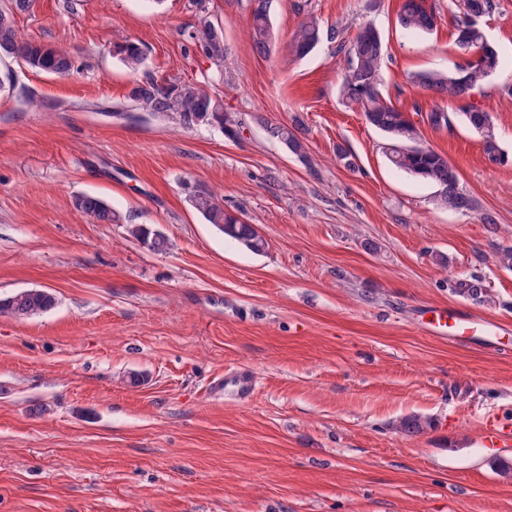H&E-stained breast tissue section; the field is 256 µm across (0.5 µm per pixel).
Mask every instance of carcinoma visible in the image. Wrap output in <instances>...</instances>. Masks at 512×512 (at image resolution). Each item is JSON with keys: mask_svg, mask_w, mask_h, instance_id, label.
I'll use <instances>...</instances> for the list:
<instances>
[{"mask_svg": "<svg viewBox=\"0 0 512 512\" xmlns=\"http://www.w3.org/2000/svg\"><path fill=\"white\" fill-rule=\"evenodd\" d=\"M456 16L458 47L463 51H474L477 57L459 64L453 72L431 71L417 75L416 83L434 95L468 99L481 88L497 71V51L487 48L481 30L472 31L467 43L460 37L468 24V11L489 14L495 8L494 0H459ZM251 11L250 49L261 57L271 53L275 39L270 18L271 0H254ZM198 12L197 23L185 33L186 40L209 59L219 72H224V60L228 47L224 41V28L211 19L206 0H195ZM31 0H9V5L0 8V53L21 58L32 69L65 76L74 69V59L69 51L50 47L34 41H25L18 36L16 19L29 11ZM399 24L410 33H428L437 22V7L426 5V0H403ZM336 41L337 52L343 54L345 69L338 92L342 102L362 112L370 126L382 132L391 142L390 161L398 169L427 180L438 187L439 205L458 212L474 208L471 197L459 185L458 174L448 163V158L436 150L411 143L414 128L405 113L394 107L382 95L386 56L380 35L373 29H361L353 38L344 36L340 28L324 31L319 19L311 9L302 10V20L296 27L291 47L294 54L304 57L311 53L324 38ZM128 69L138 72L145 63L142 49L134 42L115 47ZM130 100L140 119L167 118L185 130L201 125L218 126L224 135L238 139L244 122L237 114L224 108L223 97L209 92L190 80L157 81L150 75L136 81L129 93ZM463 122L479 133L484 141L485 153L493 163L505 162V154L498 145L496 127L485 110L471 105L463 108ZM254 120L267 135L280 143L289 153L305 156V140L308 127L302 115L295 114L291 121H274L262 114ZM191 206L207 223L224 235L236 240L254 253H263L268 242L254 225L224 210V205L213 192L196 188L190 196ZM74 207L99 224H119L123 217L103 199L82 195L74 200ZM128 234L151 249L165 243L164 237L145 224L127 225ZM452 291L475 302H482L488 294V286L480 278L457 279L450 283ZM55 296L47 290H24L0 299V313H8L17 320H27L51 310Z\"/></svg>", "mask_w": 512, "mask_h": 512, "instance_id": "1", "label": "carcinoma"}]
</instances>
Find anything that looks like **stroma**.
Instances as JSON below:
<instances>
[{
    "label": "stroma",
    "mask_w": 512,
    "mask_h": 512,
    "mask_svg": "<svg viewBox=\"0 0 512 512\" xmlns=\"http://www.w3.org/2000/svg\"><path fill=\"white\" fill-rule=\"evenodd\" d=\"M297 2L273 0L263 58L249 48L250 0H209L229 48L222 79L183 37L193 0H33L18 16L22 38L68 48L74 70L0 58V77L38 100L0 91V298H56L25 321L0 313V512H512V473L497 467L512 463V440L484 437L512 427V345L457 344L416 325L451 306L512 330V268L498 261L512 248V0L478 21L500 65L473 96L507 161L490 163L464 123L419 125L473 199L464 214L396 169L387 137L341 102L335 43L292 53ZM402 2L311 0L323 28L380 33L395 106L460 113V100L414 82L467 60L455 0H435L437 27L419 35L400 27ZM123 40L145 50L155 79L219 93L246 121L241 138L124 120L136 76L112 52ZM256 113L303 115L305 157ZM192 186L268 249L207 224ZM83 194L168 248L90 221L74 207ZM487 210L496 232L480 221ZM473 274L490 286L484 302L448 286ZM240 367L258 377L252 399L215 395L214 380ZM411 415L430 427L407 435ZM127 232L151 249L161 248L165 243L164 237L159 232L149 229L145 224H127Z\"/></svg>",
    "instance_id": "1"
}]
</instances>
